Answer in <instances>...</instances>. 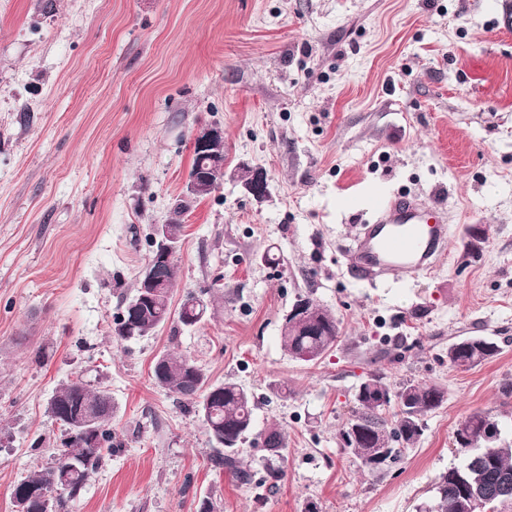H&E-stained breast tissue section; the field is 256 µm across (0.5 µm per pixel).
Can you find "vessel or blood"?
<instances>
[{
  "label": "vessel or blood",
  "mask_w": 512,
  "mask_h": 512,
  "mask_svg": "<svg viewBox=\"0 0 512 512\" xmlns=\"http://www.w3.org/2000/svg\"><path fill=\"white\" fill-rule=\"evenodd\" d=\"M450 233L447 210L433 203L407 195L377 198L346 249L349 266L359 279L416 278L435 267Z\"/></svg>",
  "instance_id": "vessel-or-blood-1"
}]
</instances>
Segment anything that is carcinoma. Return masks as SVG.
<instances>
[{
	"label": "carcinoma",
	"instance_id": "1",
	"mask_svg": "<svg viewBox=\"0 0 512 512\" xmlns=\"http://www.w3.org/2000/svg\"><path fill=\"white\" fill-rule=\"evenodd\" d=\"M178 274V265L171 266L158 299L139 305L136 315L123 309L114 320V336L121 340L142 337L173 318L185 328L200 323L207 304L195 293H186L178 310L172 308ZM338 335L336 316L322 307L314 322L293 323L281 330L288 354L306 361L324 354ZM496 354L494 343L470 336L448 347V362L453 367L469 369ZM153 378L177 399L195 404L204 414L207 433L219 431L231 441V446L219 451L217 464L243 481L250 480V474L239 466V445L253 423L249 392L233 382L213 386L193 359L168 352L156 358ZM444 398L443 388L436 384L408 383L393 393L379 376L372 375L355 394V407L340 431L343 444L361 467L371 473L384 472L419 440L423 417L437 409ZM393 402L399 412L390 421L386 412ZM53 404L63 433L87 421L91 436L68 437L56 449L48 467L18 480L13 493L29 492L28 512H57L79 500L101 465L103 451L113 448L112 396L108 391L92 390L82 379L69 381L56 389ZM495 424L497 421L491 416L475 413L458 426L455 435L463 438L457 446L461 460L439 475L432 502L420 507L419 512H464L463 503L473 497L482 499L486 512H500L512 506V445L501 442V432H490Z\"/></svg>",
	"mask_w": 512,
	"mask_h": 512
}]
</instances>
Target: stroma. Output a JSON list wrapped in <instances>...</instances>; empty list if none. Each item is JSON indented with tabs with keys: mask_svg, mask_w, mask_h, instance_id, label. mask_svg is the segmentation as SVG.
<instances>
[{
	"mask_svg": "<svg viewBox=\"0 0 512 512\" xmlns=\"http://www.w3.org/2000/svg\"><path fill=\"white\" fill-rule=\"evenodd\" d=\"M501 0H0V512L61 437L73 378L112 394L115 446L69 512H417L492 414L512 442V27ZM224 129V179L182 215L198 126ZM269 194H245L243 167ZM452 217L415 279L358 282L345 248L374 193ZM178 221L174 300L197 326L115 340L158 225ZM275 254L278 264L268 263ZM339 321L315 361L284 349L297 296ZM499 353L448 363L465 336ZM194 359L253 397L240 481L197 408L155 385ZM440 385L412 450L363 471L340 439L357 386ZM287 446L271 455L265 433ZM280 470L278 481L268 469ZM248 169L249 177L248 180L243 183V188L248 195H251L256 200H260L268 193V173L265 169L260 167Z\"/></svg>",
	"mask_w": 512,
	"mask_h": 512,
	"instance_id": "stroma-1",
	"label": "stroma"
}]
</instances>
